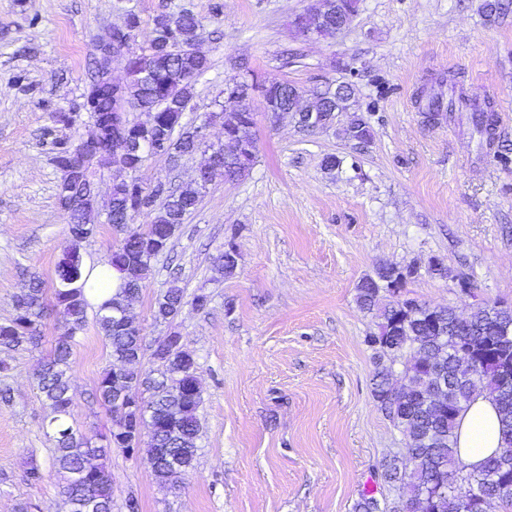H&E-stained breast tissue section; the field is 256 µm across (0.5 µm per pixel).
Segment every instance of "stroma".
<instances>
[{
    "label": "stroma",
    "instance_id": "1",
    "mask_svg": "<svg viewBox=\"0 0 512 512\" xmlns=\"http://www.w3.org/2000/svg\"><path fill=\"white\" fill-rule=\"evenodd\" d=\"M313 0H0V323L30 276L52 284L71 245L57 200V145L87 135L81 108L98 40L128 12L145 27L162 12L204 18L199 42L211 63L198 78L182 123H208L226 83L250 72L286 80L313 96L343 77L355 94L337 124L300 131L290 113L270 123L258 112L256 159L249 174L216 177L175 232L133 314L144 336L143 371L171 333L196 360L202 390L193 468L177 488L155 477L147 447L113 449L112 512H353L364 490L394 497L380 462L404 447L403 433L371 392L377 354L375 312L356 288L377 266L414 267L402 290L430 306L468 313L484 302L512 304V12L486 21L482 0H359L350 26L317 39L291 24ZM131 44L141 52L146 34ZM292 50L298 64L283 66ZM463 92L491 101L495 143L487 145L466 113L436 124L424 97ZM74 116L55 123L54 113ZM369 123L359 147L342 138L350 116ZM339 164L326 170V155ZM200 156L148 157L137 173L146 187L191 184ZM97 235L84 242V265L103 264L116 241L104 207L123 172L94 168ZM235 247L237 266L218 258ZM442 272H434L433 263ZM187 297L174 321L153 318L170 284ZM63 330L47 315L37 347L0 348L10 403H0V512H67L63 476L48 435L52 414L35 381ZM72 423L107 433L111 416L94 398L111 363L94 325L72 355ZM41 479L30 484V468Z\"/></svg>",
    "mask_w": 512,
    "mask_h": 512
}]
</instances>
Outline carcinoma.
Here are the masks:
<instances>
[{
	"mask_svg": "<svg viewBox=\"0 0 512 512\" xmlns=\"http://www.w3.org/2000/svg\"><path fill=\"white\" fill-rule=\"evenodd\" d=\"M330 0H316L302 15V27H321L320 13ZM508 0H483L482 13L490 22L508 11ZM204 29L201 18L189 10L177 14L161 13L152 19L146 35L147 53L132 63L126 73L120 98L91 80L84 95L83 108L103 137L114 142L129 141L128 151L112 148L103 152L84 142L59 144L57 166L70 169L69 182L58 184V201L64 211L72 238L71 252L55 270L52 294L58 322L64 338L42 361L38 389L54 414L53 441L55 461L64 474L65 497L69 512H112V472L104 459L114 448H134L140 436L147 438L155 475L164 483L177 486L194 466L196 440L200 432L198 409L201 391L194 385L196 363L185 352L174 353L159 370V377L142 376L138 350L144 336L137 326L129 325L126 309L140 299L143 283L151 272L156 243L173 237L185 217L201 200L202 190L217 174L233 181L245 176L254 158L255 137L250 92L260 89L255 77L235 82V102L221 107L230 128L224 130L219 164L208 150L201 149L193 131L181 126L184 112L194 98L198 77L209 68V59L196 49ZM171 36L179 45L172 52L165 44ZM295 85L277 81L264 89L270 119L281 112H299V100L293 96ZM354 89L326 91L315 96L310 107L318 112L349 109ZM461 108L471 113L477 133L492 140L494 118L490 102H469L459 96L448 99V111ZM151 114L148 124L131 123L122 129L112 124L113 114L129 109ZM341 134L358 145L371 139L370 127L357 118ZM145 142L164 145L163 156L175 161L198 151L204 155L199 170L206 182L179 192L142 196L127 181L112 187V218L109 224L119 235L114 251L121 263L108 257L105 265L123 273V282L112 299L95 310L94 322L105 338L112 356V367L98 379L95 398L112 408V386L121 380L137 386L147 382L151 394L135 409L115 420L105 443L96 445L70 423V395L73 369L72 343L87 324L89 301L86 290L94 288L80 257L83 242L98 231L95 224L96 198L92 195L87 172L95 166L124 165L134 171L145 160L136 149ZM152 215L149 224L134 225L140 215ZM410 268L392 265L377 267L375 276L366 277L357 286V302L363 309H377L382 317L379 334L368 343L379 353L400 360L407 391L402 398L392 395L394 365L379 366L372 377V394L386 417L406 437V446L381 463L380 477L394 490L403 488L406 474H412L408 492L394 499L377 498L368 491L361 494L354 512H485L496 502L512 512V306L501 302L476 307L460 318L452 306L431 307L411 298L400 297ZM44 282L31 279L25 292L14 299L15 316L0 324V346L16 348L24 342L37 344V326L44 316ZM187 304L184 291L172 286L160 294L154 304L157 320H170ZM448 375V403L439 412L426 400L437 372ZM491 398L499 414L505 447L472 467L460 456L456 428L468 405L478 396Z\"/></svg>",
	"mask_w": 512,
	"mask_h": 512,
	"instance_id": "obj_1",
	"label": "carcinoma"
}]
</instances>
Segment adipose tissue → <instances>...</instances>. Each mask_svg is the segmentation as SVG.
<instances>
[{
	"instance_id": "ef3b65f1",
	"label": "adipose tissue",
	"mask_w": 512,
	"mask_h": 512,
	"mask_svg": "<svg viewBox=\"0 0 512 512\" xmlns=\"http://www.w3.org/2000/svg\"><path fill=\"white\" fill-rule=\"evenodd\" d=\"M457 448L466 463L479 465L502 447L501 425L494 403L485 396L474 399L462 414L458 428Z\"/></svg>"
}]
</instances>
